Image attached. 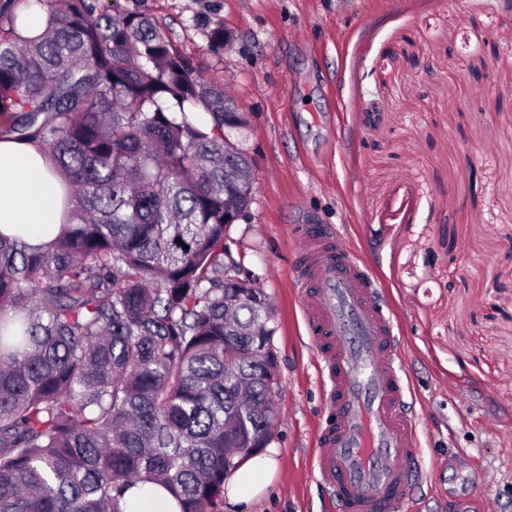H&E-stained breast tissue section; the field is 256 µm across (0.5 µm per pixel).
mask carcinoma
<instances>
[{"label":"carcinoma","instance_id":"cac0c4a2","mask_svg":"<svg viewBox=\"0 0 512 512\" xmlns=\"http://www.w3.org/2000/svg\"><path fill=\"white\" fill-rule=\"evenodd\" d=\"M243 128L150 15L0 0V138L44 148L68 196L52 242L0 233V512H124L139 482L223 512L271 443L269 304L224 287Z\"/></svg>","mask_w":512,"mask_h":512}]
</instances>
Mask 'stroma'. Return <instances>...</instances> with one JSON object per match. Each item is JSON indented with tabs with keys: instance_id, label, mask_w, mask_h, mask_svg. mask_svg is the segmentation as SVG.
Masks as SVG:
<instances>
[{
	"instance_id": "stroma-1",
	"label": "stroma",
	"mask_w": 512,
	"mask_h": 512,
	"mask_svg": "<svg viewBox=\"0 0 512 512\" xmlns=\"http://www.w3.org/2000/svg\"><path fill=\"white\" fill-rule=\"evenodd\" d=\"M116 1L249 118L253 200L226 245L274 307L280 450L249 512H337L311 472L325 380L298 224L332 226L386 291L427 475L404 512L468 489L512 512V0Z\"/></svg>"
}]
</instances>
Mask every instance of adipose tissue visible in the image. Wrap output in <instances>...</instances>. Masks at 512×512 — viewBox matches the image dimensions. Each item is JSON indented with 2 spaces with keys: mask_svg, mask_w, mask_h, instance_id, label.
Listing matches in <instances>:
<instances>
[{
  "mask_svg": "<svg viewBox=\"0 0 512 512\" xmlns=\"http://www.w3.org/2000/svg\"><path fill=\"white\" fill-rule=\"evenodd\" d=\"M48 158L33 145L0 139V232L30 244L54 239L61 223L60 181ZM275 448L245 462L226 481L230 504L247 506L265 490L277 464Z\"/></svg>",
  "mask_w": 512,
  "mask_h": 512,
  "instance_id": "adipose-tissue-1",
  "label": "adipose tissue"
}]
</instances>
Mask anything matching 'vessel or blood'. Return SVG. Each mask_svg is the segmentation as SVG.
I'll use <instances>...</instances> for the list:
<instances>
[{"instance_id":"b4317fda","label":"vessel or blood","mask_w":512,"mask_h":512,"mask_svg":"<svg viewBox=\"0 0 512 512\" xmlns=\"http://www.w3.org/2000/svg\"><path fill=\"white\" fill-rule=\"evenodd\" d=\"M295 235L300 309L330 382L313 471L341 512H402L422 467L388 304L325 225L301 224Z\"/></svg>"}]
</instances>
